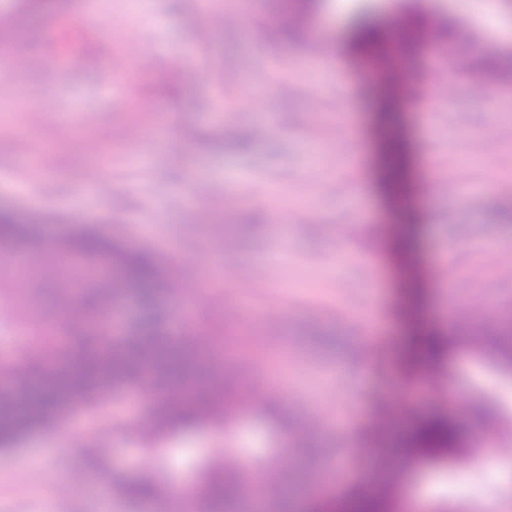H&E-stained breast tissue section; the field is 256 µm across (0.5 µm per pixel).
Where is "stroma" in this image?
<instances>
[{
  "label": "stroma",
  "instance_id": "35a3bbf8",
  "mask_svg": "<svg viewBox=\"0 0 512 512\" xmlns=\"http://www.w3.org/2000/svg\"><path fill=\"white\" fill-rule=\"evenodd\" d=\"M398 2L322 0L305 30L280 0H218L226 20L207 32L199 0H67L37 19L38 38L17 34L25 51L0 78V205L48 235L78 221L158 255L176 286L160 309L176 328L194 299L237 400L222 433L205 427L155 454L133 426L144 394L73 410L0 450V512H170L168 498L101 500L92 441L113 471L169 485L229 448L273 489L311 445L305 512L382 483L392 512L416 500L427 512H512V379L474 344L512 322V78L479 100L441 54L380 67L353 55L351 15L368 6L393 26ZM422 4L465 27L458 59L505 47L487 0ZM409 73L431 88L453 76L457 91L430 106L400 82ZM404 239L413 253L401 264ZM11 266L0 254V317L25 323L39 283ZM430 331L448 338L435 363L413 344ZM267 402L287 433L257 416ZM435 412L455 419L464 455H382Z\"/></svg>",
  "mask_w": 512,
  "mask_h": 512
}]
</instances>
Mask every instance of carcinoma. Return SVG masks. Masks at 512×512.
<instances>
[{
	"label": "carcinoma",
	"mask_w": 512,
	"mask_h": 512,
	"mask_svg": "<svg viewBox=\"0 0 512 512\" xmlns=\"http://www.w3.org/2000/svg\"><path fill=\"white\" fill-rule=\"evenodd\" d=\"M61 0H20L13 19L27 26L44 12L59 9ZM399 29L361 23L351 40L360 57L380 60L395 48L412 54L437 40L438 49L453 60L459 39L455 20L436 18L415 3H405ZM512 74V51L484 52L470 58L468 88L475 97L486 95L490 78ZM8 248L21 257L39 251L53 273L55 295L76 300V315L56 323L54 330L29 324L24 341L13 357L0 363V378L10 382L0 392V447L10 448L28 435L51 425L82 401L104 406L112 397L138 390L151 397L144 430L155 440L185 433L203 425L222 426L233 413L234 390L227 386L221 369L205 356L201 332L171 337L157 303L171 281L161 261L118 243L77 223L66 233L47 237L38 222L0 207V251ZM134 302L138 320L126 334H112V307ZM424 355L437 359L447 341L426 336L419 341ZM502 370L512 372V326L499 330V339L487 351ZM409 453L433 458L462 447L455 420L448 414L421 418L407 436L396 437ZM245 469L214 458L190 486L194 512H230L242 485ZM112 492L127 498L167 495L156 472L114 476ZM336 512H388L381 493L358 492L341 501Z\"/></svg>",
	"instance_id": "carcinoma-1"
}]
</instances>
